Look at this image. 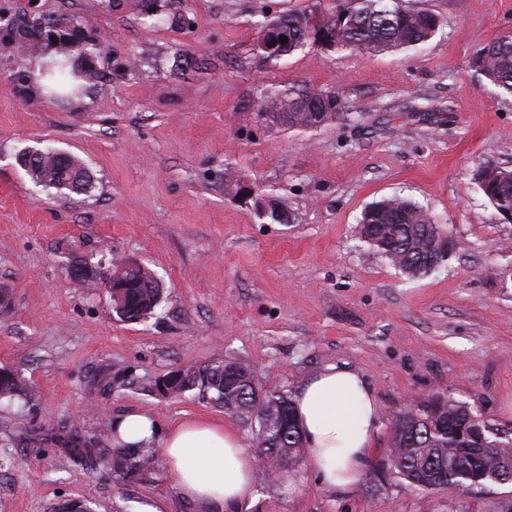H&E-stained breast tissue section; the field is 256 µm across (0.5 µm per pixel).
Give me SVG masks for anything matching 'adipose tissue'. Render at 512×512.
Segmentation results:
<instances>
[{
    "mask_svg": "<svg viewBox=\"0 0 512 512\" xmlns=\"http://www.w3.org/2000/svg\"><path fill=\"white\" fill-rule=\"evenodd\" d=\"M292 402L320 485L355 492L378 444L381 409L373 388L358 371L330 364L307 379ZM113 428L126 443L159 436L169 487L205 512H233L255 497V460L232 428L192 418L160 434L138 411L119 417Z\"/></svg>",
    "mask_w": 512,
    "mask_h": 512,
    "instance_id": "ef3b65f1",
    "label": "adipose tissue"
}]
</instances>
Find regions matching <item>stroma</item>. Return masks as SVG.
<instances>
[{
  "label": "stroma",
  "mask_w": 512,
  "mask_h": 512,
  "mask_svg": "<svg viewBox=\"0 0 512 512\" xmlns=\"http://www.w3.org/2000/svg\"><path fill=\"white\" fill-rule=\"evenodd\" d=\"M440 19L417 50L308 46L278 58L255 47L254 21L312 0H157L182 26L150 24L145 0H0L87 26L104 39L97 79L67 101L19 82L50 47L0 28V370L22 372L31 401L0 408V512H199L156 458L125 482L76 455L136 410L166 429L204 417L250 440L249 424L196 396L155 392L186 366L248 364L267 391L294 394L326 365L359 371L383 411L379 443L352 494L322 489L307 463L288 481L258 479L240 512H490L512 487L463 494L412 490L374 467L390 421L438 393L468 403L512 436V223L489 204L477 168L512 169V98L475 65L512 32V0H402ZM332 90L342 114L296 131L259 118L265 92ZM51 146L89 168L90 193L55 197L17 165ZM249 184L255 197L237 193ZM399 196L447 225L454 248L410 277L359 237L368 205ZM271 198L290 223L259 219ZM113 264L136 258L163 284L155 314L117 321L106 288L70 278L65 249Z\"/></svg>",
  "instance_id": "1"
}]
</instances>
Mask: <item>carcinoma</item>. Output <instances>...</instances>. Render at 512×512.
<instances>
[{
    "label": "carcinoma",
    "instance_id": "carcinoma-1",
    "mask_svg": "<svg viewBox=\"0 0 512 512\" xmlns=\"http://www.w3.org/2000/svg\"><path fill=\"white\" fill-rule=\"evenodd\" d=\"M305 16L304 11H292L275 20L256 21L254 27L260 31L273 22L280 24L288 31L285 53L291 54L312 44L351 51L413 50L431 40L440 25L432 11L402 6L397 0H329L312 39L309 31L298 26L299 19ZM477 64L490 84L502 94L512 95L511 32L482 47ZM43 76L47 83L41 89L48 96L69 99L84 91V82L76 76L68 50L59 51ZM343 108L335 92L306 89L272 91L263 97L259 111L290 129L309 130L334 119ZM27 175L56 195L84 194L93 188L83 166L74 174L75 188L59 185L56 161L48 150L35 160ZM474 178L501 216L512 212V170L480 167ZM359 234L374 252L411 277L442 266L450 255L443 243L448 238L443 225L432 224L425 210L401 197L384 199L366 208ZM125 275L136 287L113 299L112 311L120 321L137 323L155 313L161 289L145 266ZM180 374L176 395L198 391L224 411L255 426L253 443L266 457L286 459L290 468L300 462L304 443L292 400L286 393L262 390L249 367L240 362L189 366ZM30 396L21 373L0 371V404L9 405ZM82 452L90 466L103 462L123 479H132L146 470L155 455L153 441L126 444L115 435L112 445L102 448L96 440ZM390 457L391 475L415 491L433 495L452 487L465 493L474 487L504 484L497 480V473L512 467V438L503 439L498 429L474 413L467 403L439 393L395 416Z\"/></svg>",
    "mask_w": 512,
    "mask_h": 512
}]
</instances>
